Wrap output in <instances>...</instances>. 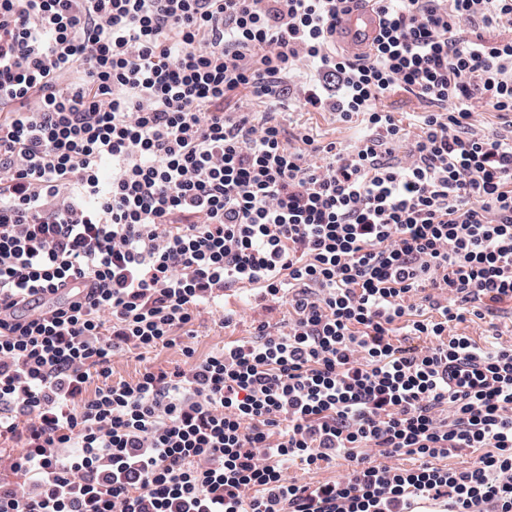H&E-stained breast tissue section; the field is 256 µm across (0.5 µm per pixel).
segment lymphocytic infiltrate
Returning <instances> with one entry per match:
<instances>
[{"label":"lymphocytic infiltrate","mask_w":512,"mask_h":512,"mask_svg":"<svg viewBox=\"0 0 512 512\" xmlns=\"http://www.w3.org/2000/svg\"><path fill=\"white\" fill-rule=\"evenodd\" d=\"M351 3L0 0V512H512V344L453 332L512 300V40L465 36L512 0H374L362 55ZM304 68L353 144L286 137ZM247 285L287 331L111 382ZM380 20L372 3L356 2L337 25L334 38L351 52L362 55L378 37ZM384 103L390 110L396 112V118L402 121L404 127L411 131L415 130V126L412 125L414 123L413 115H416L415 112H422L423 109L420 108L418 100L413 95L398 92L394 96L386 99ZM347 468V462L337 459L330 463H321L317 467L293 466L288 475L299 483L333 481L342 477Z\"/></svg>","instance_id":"f902f5d3"}]
</instances>
